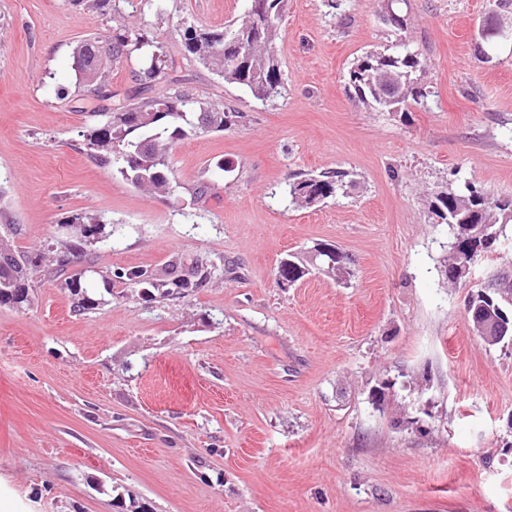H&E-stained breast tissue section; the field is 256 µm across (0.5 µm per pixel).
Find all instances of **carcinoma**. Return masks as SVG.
I'll list each match as a JSON object with an SVG mask.
<instances>
[{"label":"carcinoma","instance_id":"cac0c4a2","mask_svg":"<svg viewBox=\"0 0 512 512\" xmlns=\"http://www.w3.org/2000/svg\"><path fill=\"white\" fill-rule=\"evenodd\" d=\"M287 0H266L269 27L267 40L254 44L248 37L253 19L245 14L232 25L233 36L242 37L240 46L230 47L232 39L224 38L225 31L207 30L202 47L194 44L189 30H184L182 58L188 63H201L200 51L211 57L210 68L222 77L225 83L247 89L254 98L264 101L281 95L283 88L281 62L275 50ZM98 44L89 38L76 48L79 82H85L83 72L88 69L87 53ZM137 56L142 73L148 79L166 74L174 68L173 60L160 51L154 38L145 31L132 32L115 29L112 32V63L128 61ZM419 53L406 48L392 52H368L350 69L348 86L352 98L371 108L398 112L413 104L419 105L427 93L414 81L420 70ZM105 120L90 127L86 141L100 161L112 164L113 171L123 179L145 190L173 192L178 185L172 184V144L200 132L224 131L236 124L243 114L226 111L216 105L197 100L176 88H165L151 96L135 91L101 109ZM343 171H329L317 177L300 178L288 184V195L292 201L302 204L314 200L334 197L345 193L347 182ZM453 191L435 196L431 202L432 213L448 224L452 230L450 243L451 264L458 260H474L491 250L487 239L502 224L500 216L504 209L498 201L485 192L465 186L463 195L471 198V208L456 212ZM83 228V233L65 244V258L51 270L53 278L63 279L64 285L78 297L74 312L82 314L99 305L97 299L82 288L77 278L65 276L71 258L85 255L84 244L97 235L104 224L101 216L77 215L68 220ZM42 259L37 254L15 251L8 240L0 235V305L21 307L29 303V283L41 273ZM309 273V269L298 259L288 260L283 277L293 285ZM129 284L142 288L152 298L154 293L169 296L174 291L186 294L202 286V281L177 275L160 280L146 269L131 268L124 273ZM481 310L483 316L503 314L512 320V303L492 294L479 291L468 299L467 310L474 314Z\"/></svg>","mask_w":512,"mask_h":512}]
</instances>
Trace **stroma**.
<instances>
[{"instance_id": "obj_1", "label": "stroma", "mask_w": 512, "mask_h": 512, "mask_svg": "<svg viewBox=\"0 0 512 512\" xmlns=\"http://www.w3.org/2000/svg\"><path fill=\"white\" fill-rule=\"evenodd\" d=\"M249 0H0V225L55 264L69 217L107 224L70 264L95 309L43 276L0 305V512H512V343L490 345L468 296L512 274V223L458 281L435 192L512 201V0H407L428 96L400 112L355 103L348 72L391 48L385 0H287L281 96L254 99L181 64L187 26L223 30ZM147 30L194 97L241 117L177 141L178 189L149 193L96 161L102 101L74 49ZM341 170L346 193L292 205L296 172ZM208 185L207 195L195 190ZM319 244L339 281L276 280ZM202 278L143 299L123 273Z\"/></svg>"}]
</instances>
